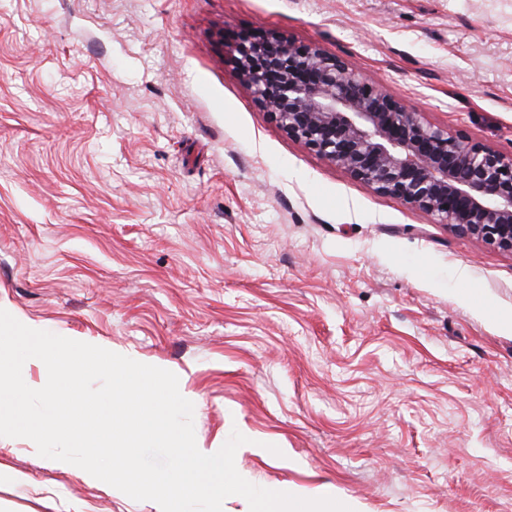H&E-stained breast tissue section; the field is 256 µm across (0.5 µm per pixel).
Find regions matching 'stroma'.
Returning a JSON list of instances; mask_svg holds the SVG:
<instances>
[{
    "instance_id": "obj_1",
    "label": "stroma",
    "mask_w": 512,
    "mask_h": 512,
    "mask_svg": "<svg viewBox=\"0 0 512 512\" xmlns=\"http://www.w3.org/2000/svg\"><path fill=\"white\" fill-rule=\"evenodd\" d=\"M272 32L512 154V0H0V308L175 373L256 486L512 512V253L288 137L232 62ZM0 463V512H156Z\"/></svg>"
}]
</instances>
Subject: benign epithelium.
I'll return each mask as SVG.
<instances>
[{
  "instance_id": "1",
  "label": "benign epithelium",
  "mask_w": 512,
  "mask_h": 512,
  "mask_svg": "<svg viewBox=\"0 0 512 512\" xmlns=\"http://www.w3.org/2000/svg\"><path fill=\"white\" fill-rule=\"evenodd\" d=\"M233 61L290 138L373 192L512 253V155L428 124L315 44L269 33L235 45Z\"/></svg>"
}]
</instances>
